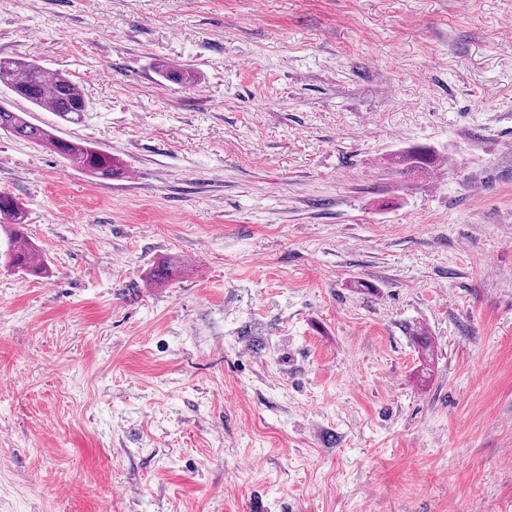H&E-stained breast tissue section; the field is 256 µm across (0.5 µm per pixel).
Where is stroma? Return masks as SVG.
Returning a JSON list of instances; mask_svg holds the SVG:
<instances>
[{
    "mask_svg": "<svg viewBox=\"0 0 512 512\" xmlns=\"http://www.w3.org/2000/svg\"><path fill=\"white\" fill-rule=\"evenodd\" d=\"M0 56L122 165L0 134V512H512V0H0ZM0 86L68 122L78 121L88 111L84 93L69 75L50 72L26 58L0 57ZM25 214L19 201L10 194L0 192V228L6 234L4 256L8 265L26 275L42 277L45 266L40 258L38 248L28 239L25 229Z\"/></svg>",
    "mask_w": 512,
    "mask_h": 512,
    "instance_id": "obj_1",
    "label": "stroma"
}]
</instances>
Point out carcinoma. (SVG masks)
<instances>
[{"instance_id":"1","label":"carcinoma","mask_w":512,"mask_h":512,"mask_svg":"<svg viewBox=\"0 0 512 512\" xmlns=\"http://www.w3.org/2000/svg\"><path fill=\"white\" fill-rule=\"evenodd\" d=\"M160 72L167 81L176 84H192L196 79L190 69H170L165 64L160 65ZM0 86L37 108L57 113L68 122L81 119L88 111L84 93L69 75L50 72L26 58L0 57ZM0 131L48 148L73 167L96 178L110 179L118 172L112 154L96 146L65 140L4 102L0 104ZM407 160L411 167L426 170L435 164V155L426 147H418L407 155ZM0 228L6 234V248L0 249V256L12 268L30 276H42L45 266L39 250L24 232V209L16 198L4 192H0Z\"/></svg>"}]
</instances>
